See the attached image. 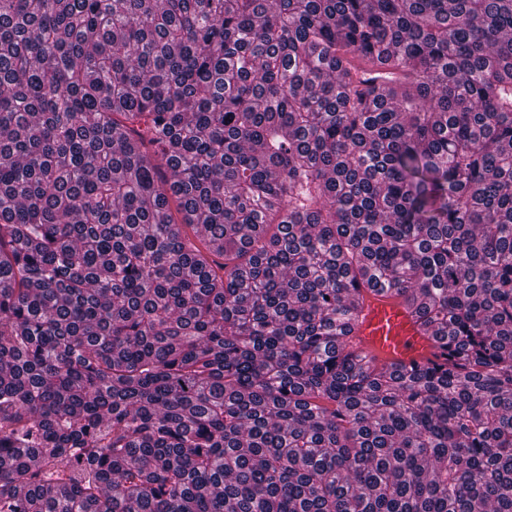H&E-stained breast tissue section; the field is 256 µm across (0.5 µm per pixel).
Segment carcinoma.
Here are the masks:
<instances>
[{
    "mask_svg": "<svg viewBox=\"0 0 512 512\" xmlns=\"http://www.w3.org/2000/svg\"><path fill=\"white\" fill-rule=\"evenodd\" d=\"M0 283V512H512V0H0ZM361 299L358 318L349 338L359 354L378 365H423L442 362L443 351L423 326L415 307L401 296L370 290L361 282L353 286Z\"/></svg>",
    "mask_w": 512,
    "mask_h": 512,
    "instance_id": "1",
    "label": "carcinoma"
}]
</instances>
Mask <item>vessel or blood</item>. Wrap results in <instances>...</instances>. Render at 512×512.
I'll list each match as a JSON object with an SVG mask.
<instances>
[{"instance_id":"vessel-or-blood-1","label":"vessel or blood","mask_w":512,"mask_h":512,"mask_svg":"<svg viewBox=\"0 0 512 512\" xmlns=\"http://www.w3.org/2000/svg\"><path fill=\"white\" fill-rule=\"evenodd\" d=\"M358 317L349 337L359 354L378 365H423L439 362L443 352L413 306L401 296L358 285Z\"/></svg>"}]
</instances>
